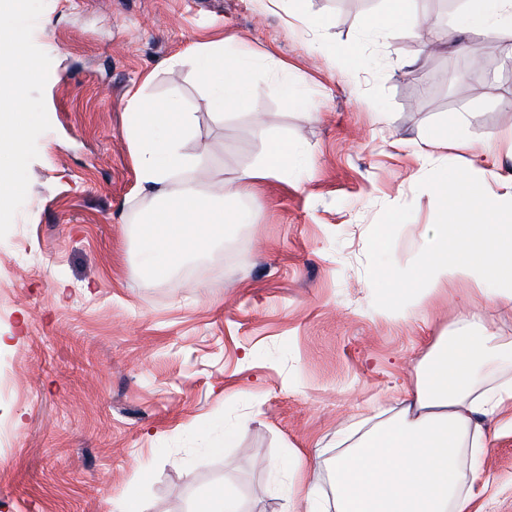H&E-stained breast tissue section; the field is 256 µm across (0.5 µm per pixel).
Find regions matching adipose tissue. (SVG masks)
<instances>
[{
    "mask_svg": "<svg viewBox=\"0 0 512 512\" xmlns=\"http://www.w3.org/2000/svg\"><path fill=\"white\" fill-rule=\"evenodd\" d=\"M20 12L0 14V199L12 196L11 168L24 158L32 119L21 110L24 91L36 68L25 52L27 34ZM421 22L412 0H386V8L368 27L382 35L401 27L416 31ZM186 59L210 92L208 104L224 112L247 106L252 60L247 53L225 55L223 41L193 47ZM195 124L193 113L176 103H150L139 95L128 100L127 134L137 174V189L162 197L150 215L142 240L147 257L143 276L158 264L179 265L186 256L238 223L224 208V190H202L195 178L200 157L183 150ZM296 154L294 143L272 139L254 168L240 173L234 195L251 196L254 183L277 176ZM471 175L456 171L438 189L445 220L432 230L416 281L390 283L395 297L385 312L404 316L446 285L464 281L490 301L512 306V226L485 223L486 213L512 212V195L484 199L474 207L466 189ZM512 356V340L487 333L481 313H461L448 335L439 337L428 357L414 367V390L398 415L367 429L330 465L336 488V512H469L473 484L490 485L493 474L480 464L489 438L483 422L512 405V378L479 388L484 367Z\"/></svg>",
    "mask_w": 512,
    "mask_h": 512,
    "instance_id": "1",
    "label": "adipose tissue"
}]
</instances>
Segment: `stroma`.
<instances>
[{"mask_svg": "<svg viewBox=\"0 0 512 512\" xmlns=\"http://www.w3.org/2000/svg\"><path fill=\"white\" fill-rule=\"evenodd\" d=\"M384 7L307 0L300 24L270 0H24L39 122L0 201V512H203L223 484L242 512H288L298 452L319 455L318 507L335 512L337 429L400 410L463 309L454 283L396 320L380 282L415 276L452 168H478L476 197L512 191V29L467 27L464 0H416L430 26L368 34ZM217 38L250 53L255 88L219 121L174 61ZM473 51L493 63L462 91ZM137 89L195 114L183 148L206 184L233 186L271 139L299 147L252 198H225L244 223L148 280L155 200L136 189L125 118ZM443 129L448 146L423 156ZM488 428L498 483L475 487L473 512H512V427Z\"/></svg>", "mask_w": 512, "mask_h": 512, "instance_id": "obj_1", "label": "stroma"}]
</instances>
